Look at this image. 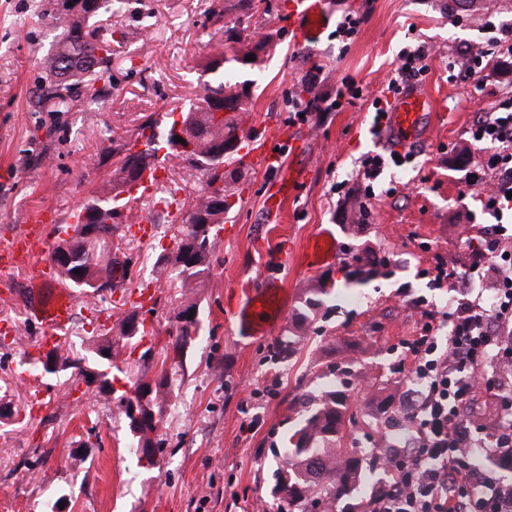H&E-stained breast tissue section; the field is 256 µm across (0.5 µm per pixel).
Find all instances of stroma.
Segmentation results:
<instances>
[{
	"label": "stroma",
	"mask_w": 512,
	"mask_h": 512,
	"mask_svg": "<svg viewBox=\"0 0 512 512\" xmlns=\"http://www.w3.org/2000/svg\"><path fill=\"white\" fill-rule=\"evenodd\" d=\"M236 3L127 0L122 14L101 15V25L115 31L112 92L101 97L85 87L76 101L62 104L39 91L41 60L61 30L47 15L48 0H0V245L47 211L57 223H71L73 212L111 179L113 148L136 141L145 116L199 103L214 78L207 65L224 41L257 57L230 66L250 82L242 129L261 135L284 129L307 140L299 159L287 142L278 145L283 161L297 160L304 180L277 220L265 208L273 171L245 167L234 207L217 227L210 268L189 288L170 280L158 258L175 257L184 204L196 197L201 176L162 160L163 184L178 186L180 207L170 210L148 196L130 205L129 216L149 219L153 234L126 235L118 254L131 261L130 285L154 283L161 302L139 311L154 335L137 343L112 336L116 391L140 377L159 381L184 298L196 302L199 319L183 371L156 413L165 446L152 469L139 468L129 454L133 436L109 397L86 395L84 381L67 371L19 377L16 365L35 350L39 334L25 318L29 273L0 278V323L20 327L16 336H0V512H44L56 500L69 512H277L273 474L292 431L293 399L319 385L326 365L370 370L368 383L349 388L343 445L378 447L387 429L377 408L400 404L408 382L401 365L406 343L448 308L451 291L436 281L435 265L460 268L466 234L490 222L463 178L482 163L483 152L465 139L512 89V65L476 92L448 64L485 40V14L511 29L512 0H489L482 15L449 10L448 0H324L331 22L318 41L303 45L293 36L292 0H253L246 12ZM348 14L361 19L352 36L337 30ZM410 45L429 50L416 85L431 102L409 146L413 157L386 165L374 199L345 196L337 187L359 184L365 156L388 153L373 131V101L392 99L387 83L397 53ZM345 81L361 88L360 98H337ZM296 99H324L333 107L300 122ZM364 205L370 216L362 223ZM322 228L336 239L334 260L305 276L277 262ZM355 254L378 262L377 275L351 279ZM272 281L290 294L284 318L267 335L239 340L230 309L243 289ZM321 282L335 288L328 314L306 326L292 358L274 359L279 340L305 310L304 289ZM125 297L118 288L77 299L62 351L90 353L93 321L104 310L122 320L131 312ZM148 348L151 357L132 362L131 351ZM38 392L45 404L34 417L30 403ZM92 433L98 445L81 448Z\"/></svg>",
	"instance_id": "obj_1"
}]
</instances>
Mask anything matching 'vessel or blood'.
I'll return each mask as SVG.
<instances>
[{"label":"vessel or blood","instance_id":"1","mask_svg":"<svg viewBox=\"0 0 512 512\" xmlns=\"http://www.w3.org/2000/svg\"><path fill=\"white\" fill-rule=\"evenodd\" d=\"M297 36L300 40L316 39L330 22L323 0H293ZM426 101L418 90L408 89L398 98L389 123L385 142L391 151L404 152L417 132ZM241 159L245 165L266 169L276 157L266 141H248ZM46 224H35L12 237L0 247V274L8 275L17 265L33 267L26 318L37 325L41 334L39 349L59 346L60 331L74 317L76 301L68 285L57 277L49 258H36L35 248L47 239ZM336 256V247L328 230H320L299 249L293 261L301 270H311ZM286 291L271 284L258 291L245 290L244 298L232 312L238 329L245 336H263L277 323L285 311Z\"/></svg>","mask_w":512,"mask_h":512}]
</instances>
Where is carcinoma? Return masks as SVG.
Here are the masks:
<instances>
[{"instance_id":"obj_1","label":"carcinoma","mask_w":512,"mask_h":512,"mask_svg":"<svg viewBox=\"0 0 512 512\" xmlns=\"http://www.w3.org/2000/svg\"><path fill=\"white\" fill-rule=\"evenodd\" d=\"M58 12V20L62 22L56 51L41 63L44 73V97L57 99L64 103L76 95L75 80L89 79L94 82L103 81L111 83L112 37L110 29H103L96 25V19L101 12L120 14L125 11V0H54ZM90 43L97 49L100 56L89 62L83 59L85 43ZM207 99H201V104L192 105L181 113L182 124L194 126L201 136L195 139L194 153L204 157L210 155L215 146L223 148H238L241 130L240 119L231 115L224 122H212L209 112L203 107ZM177 124L174 118L149 115L140 126L138 136L145 140V152L150 161L143 169L154 165L157 152L165 148L166 155L186 164L184 154L175 150L171 140V131ZM133 148L126 143L114 153L116 157L112 169V188L102 190L90 198V201L105 209L109 215L118 209L128 206L130 198L122 197L126 188H131L139 177L127 179L124 177L125 167ZM230 156L213 157L206 161V166L193 170L200 172L205 186L209 187L217 182L224 184V208L215 210L211 208L208 194L195 199L189 205L187 212L203 213L208 216L207 222L202 224H189L183 234L178 254L174 259H165L164 265H172L175 276L188 285L192 280L200 277L210 267L211 257L216 250L217 233L214 228L224 223V215L234 207L230 198L236 194V184L239 176L233 171L226 170L231 165ZM75 255L74 266L84 270L86 277L113 278L119 259L112 256V250L104 251L95 243L85 238H76L73 241ZM329 294L328 288L323 285L308 288L305 292V305L317 311L324 305L323 297ZM179 318L185 323L178 328L175 340L165 348L164 361L170 362L171 370H162V378L156 386L152 387L142 381L131 386L130 389L115 397L119 412L131 420L129 405L132 398L139 400L146 395H152V400L164 397L166 388L173 376L172 370L183 364L185 350L193 340L191 330L196 328V307L192 302L184 304L179 312ZM154 330H146L145 322L132 325L126 330V324H121L119 335L127 340L143 339L151 336ZM112 345H99L94 350L96 359L93 360L97 370L92 371L81 365V361H72L69 357L58 356L62 362L61 370L70 368L79 369L86 385L99 382L98 392L112 394L114 389L109 381L107 369L112 367ZM346 381H341V388L334 387L321 389L317 392H307L296 398L294 411L297 416V428L289 439L288 448L284 453L285 464L277 471L274 494L281 504L288 507V512H314L315 505H321L319 512H336V505L352 497L353 493L363 481L365 473L378 467L381 458L376 451L368 453L357 448H339L337 444L342 439L345 425V414L348 406V396L342 387ZM136 436L137 448L134 454L138 461L146 467L156 465L154 458L150 457L148 449L139 448L141 444L150 443L146 434L131 429Z\"/></svg>"}]
</instances>
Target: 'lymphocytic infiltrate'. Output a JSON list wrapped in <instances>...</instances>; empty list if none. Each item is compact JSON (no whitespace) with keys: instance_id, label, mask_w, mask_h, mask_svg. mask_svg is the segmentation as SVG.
<instances>
[{"instance_id":"f902f5d3","label":"lymphocytic infiltrate","mask_w":512,"mask_h":512,"mask_svg":"<svg viewBox=\"0 0 512 512\" xmlns=\"http://www.w3.org/2000/svg\"><path fill=\"white\" fill-rule=\"evenodd\" d=\"M469 142L485 152L482 169L467 172L469 186L483 189V208L496 216L490 231L467 237L466 261L439 270L454 294L444 313L446 340L426 326L407 345L418 380L409 413L417 442L394 441L385 453L398 466L393 481L372 500L371 512H512V421L500 419L492 438L475 439L472 427L479 393L494 399L512 393L500 369L512 366V251L502 242L512 228V96L468 130ZM483 448L486 464L470 451Z\"/></svg>"}]
</instances>
